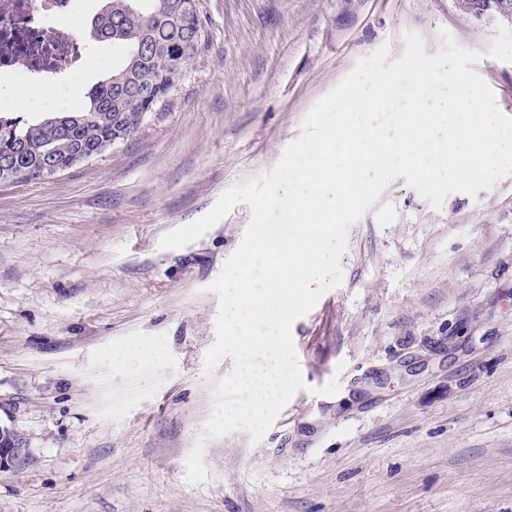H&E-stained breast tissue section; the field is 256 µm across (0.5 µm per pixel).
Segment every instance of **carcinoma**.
I'll list each match as a JSON object with an SVG mask.
<instances>
[{
	"label": "carcinoma",
	"mask_w": 512,
	"mask_h": 512,
	"mask_svg": "<svg viewBox=\"0 0 512 512\" xmlns=\"http://www.w3.org/2000/svg\"><path fill=\"white\" fill-rule=\"evenodd\" d=\"M191 2L198 0H107L95 38L123 47V62L88 92L82 112L36 124L0 115V182L40 180L50 162L70 170L134 135L199 51L200 11Z\"/></svg>",
	"instance_id": "1"
}]
</instances>
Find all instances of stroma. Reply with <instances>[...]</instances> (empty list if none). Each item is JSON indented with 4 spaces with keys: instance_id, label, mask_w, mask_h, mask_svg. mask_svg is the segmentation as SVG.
<instances>
[{
    "instance_id": "35a3bbf8",
    "label": "stroma",
    "mask_w": 512,
    "mask_h": 512,
    "mask_svg": "<svg viewBox=\"0 0 512 512\" xmlns=\"http://www.w3.org/2000/svg\"><path fill=\"white\" fill-rule=\"evenodd\" d=\"M104 0L50 25L84 49L61 83L0 70V113L79 112L119 62ZM202 43L137 133L46 180L0 184V424L34 452L0 471V512H512V175L433 209L393 180L353 224L342 281L292 326L304 390L259 442L205 439L223 358L206 370L210 292L250 219L166 233L267 174L309 110L413 32H448L512 116L498 19L456 0H200ZM338 379L335 395L320 394ZM204 445L208 478L185 479Z\"/></svg>"
}]
</instances>
